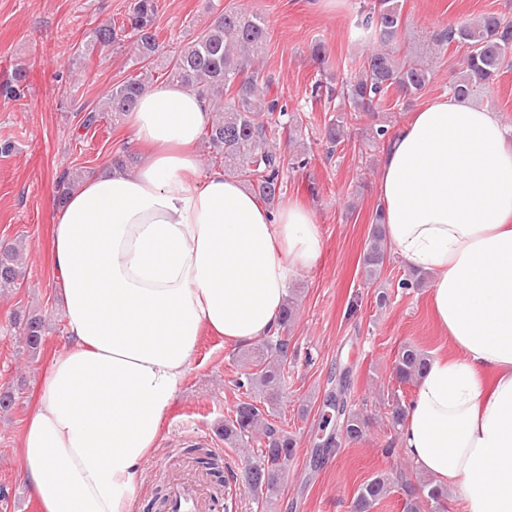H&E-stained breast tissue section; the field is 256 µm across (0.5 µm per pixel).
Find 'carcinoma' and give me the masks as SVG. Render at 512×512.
Masks as SVG:
<instances>
[{
    "label": "carcinoma",
    "mask_w": 512,
    "mask_h": 512,
    "mask_svg": "<svg viewBox=\"0 0 512 512\" xmlns=\"http://www.w3.org/2000/svg\"><path fill=\"white\" fill-rule=\"evenodd\" d=\"M157 13V0H132L121 24L103 23L90 30L78 48L81 54L118 46L130 39L131 62L137 66V74L112 86L101 103L82 115L80 127L88 130L106 115L116 120L135 107L160 59ZM358 26L378 49L365 55L357 72L340 90L324 88L318 81L312 85V97L318 100L324 92L329 100L339 98V114L329 120L327 128L333 147L344 142L347 120L373 115L391 99L399 106L401 101L420 94L432 78L431 69L421 58L401 51L399 0H374ZM267 39V26L261 14L222 11L204 30L168 56L164 68L168 80L201 92L213 113L202 137L209 164L240 177L258 199L272 204L281 194L279 176L286 162L275 141L283 135L293 139L298 117L271 93L273 78L259 68ZM450 46L463 47L465 52L449 91L475 97L503 70L512 68V20L486 14L468 24L444 26L429 36L425 55L435 57ZM24 82L23 69H15L0 83V96L6 100L23 97ZM82 179L83 173L77 169L64 171L55 182L58 202H63ZM382 223V214L375 212L373 224L378 229L368 239L363 256L364 276L369 280L376 278L387 256ZM23 265L22 245L14 243L0 248V288L15 285L23 276ZM45 324V317L39 313L23 318L24 346L29 353L40 350ZM285 348V341L270 336L261 348L245 355L247 371L235 378L234 386L244 395H263V405L254 400L241 402L221 425L224 442L248 451L244 471L248 489L267 498L278 493L281 476L296 453L293 436L269 422L267 414L281 398L284 375L279 357ZM427 360V355L416 347L403 345L393 362L395 379L400 384L416 382ZM337 397L338 416L343 418L346 436L352 440L359 438L366 425L365 417L347 408L342 394ZM257 439L263 447L253 450L251 444ZM402 486L407 492V512H423L425 508L428 512H444L448 493L433 480L420 476L418 484L405 480ZM390 492L385 475L372 477L357 489L355 512H370Z\"/></svg>",
    "instance_id": "cac0c4a2"
}]
</instances>
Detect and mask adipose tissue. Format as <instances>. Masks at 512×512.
Segmentation results:
<instances>
[{
  "mask_svg": "<svg viewBox=\"0 0 512 512\" xmlns=\"http://www.w3.org/2000/svg\"><path fill=\"white\" fill-rule=\"evenodd\" d=\"M127 119L149 154L85 178L54 218L69 346L21 455L43 512H131L203 329L235 344L273 334L291 276L322 250L307 205L270 209L235 178L199 177L209 112L195 91L150 86ZM376 196L397 256L432 276L450 345L396 446L467 512H512V135L492 108L437 97L391 135Z\"/></svg>",
  "mask_w": 512,
  "mask_h": 512,
  "instance_id": "ef3b65f1",
  "label": "adipose tissue"
}]
</instances>
